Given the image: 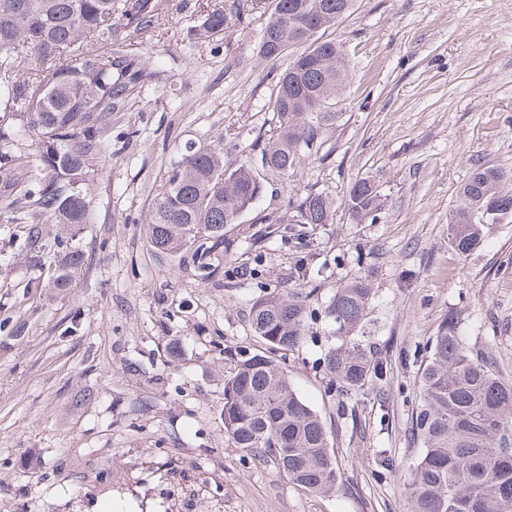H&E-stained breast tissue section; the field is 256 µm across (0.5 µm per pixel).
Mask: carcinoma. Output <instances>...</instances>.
<instances>
[{
	"mask_svg": "<svg viewBox=\"0 0 512 512\" xmlns=\"http://www.w3.org/2000/svg\"><path fill=\"white\" fill-rule=\"evenodd\" d=\"M354 0H275L262 29L260 57L288 61L270 95L276 133L253 146L236 168L224 167V144L190 147L167 172L147 218L148 238L162 252L193 248L197 278L218 269L224 230L251 209L262 191L255 167L284 179L300 156L336 124L332 111L348 76L343 50L327 29ZM247 0H230L194 26L208 42L241 23ZM169 15V0H0V214L25 225L30 258L53 252L54 288L69 287L85 264L74 227L91 216L87 173L104 152L112 113L125 112L157 79L141 50L143 38ZM41 139L31 153L23 140ZM333 203L319 191L288 200L291 224H328ZM352 221L376 223L383 202L374 182L349 191ZM489 211L512 217V169H476L459 191L449 217L454 250L467 256L482 242L479 218ZM315 289L290 288L256 298L249 324L261 344L236 353L224 376V437L260 464H273L313 492L336 490L339 465L321 415L299 396L282 355L309 335L308 300ZM375 291L366 274L336 288L325 308L333 342L321 366L327 387L344 400L387 378L370 336ZM420 399L412 436L420 445L407 491V512H512V381L496 369L491 352H472L454 317L424 346Z\"/></svg>",
	"mask_w": 512,
	"mask_h": 512,
	"instance_id": "obj_1",
	"label": "carcinoma"
}]
</instances>
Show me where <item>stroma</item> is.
Masks as SVG:
<instances>
[{
    "label": "stroma",
    "mask_w": 512,
    "mask_h": 512,
    "mask_svg": "<svg viewBox=\"0 0 512 512\" xmlns=\"http://www.w3.org/2000/svg\"><path fill=\"white\" fill-rule=\"evenodd\" d=\"M223 2L172 0L144 43L159 77L112 118L71 288H51L52 256L33 264L0 217V512H406L422 349L442 320L456 314L468 346L491 347L512 380V222L485 225L466 257L448 241L472 172L512 168V0H355L327 32L349 62L335 126L293 177L259 172V200L227 227L220 273L201 283L191 248L158 253L147 241L156 190L187 146L223 140L233 168L268 139L285 66L257 55V9L220 50L190 37ZM363 178L385 209L354 224L345 201ZM310 189L334 201L335 216L309 227L300 248L283 223L289 196ZM366 270L388 372L355 418L337 419L318 365L327 322L286 354L339 461L336 491L314 494L227 444L224 373L239 347H258L255 298L313 287L321 309Z\"/></svg>",
    "instance_id": "stroma-1"
}]
</instances>
